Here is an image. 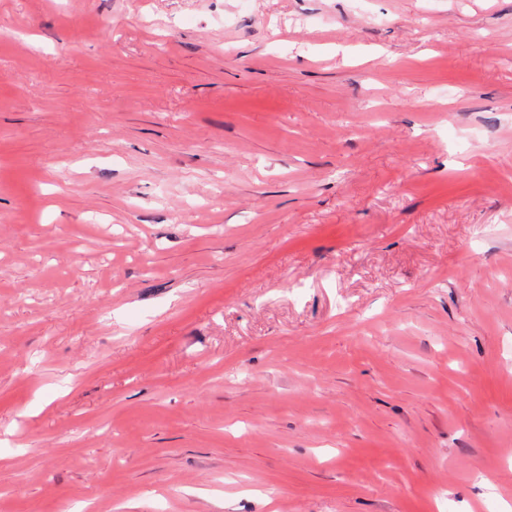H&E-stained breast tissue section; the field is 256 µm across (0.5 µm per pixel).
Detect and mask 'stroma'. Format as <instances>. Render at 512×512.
Masks as SVG:
<instances>
[{
  "mask_svg": "<svg viewBox=\"0 0 512 512\" xmlns=\"http://www.w3.org/2000/svg\"><path fill=\"white\" fill-rule=\"evenodd\" d=\"M512 512V0H0V512Z\"/></svg>",
  "mask_w": 512,
  "mask_h": 512,
  "instance_id": "1",
  "label": "stroma"
}]
</instances>
